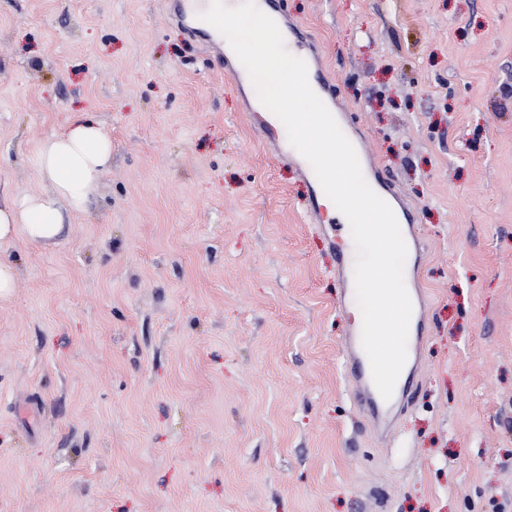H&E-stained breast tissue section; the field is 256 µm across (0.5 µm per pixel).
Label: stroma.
I'll return each instance as SVG.
<instances>
[{
	"instance_id": "obj_1",
	"label": "stroma",
	"mask_w": 512,
	"mask_h": 512,
	"mask_svg": "<svg viewBox=\"0 0 512 512\" xmlns=\"http://www.w3.org/2000/svg\"><path fill=\"white\" fill-rule=\"evenodd\" d=\"M415 212L426 336L385 439L355 405L304 157L168 0H0V202L73 113L112 166L0 244V512H512V0H288Z\"/></svg>"
}]
</instances>
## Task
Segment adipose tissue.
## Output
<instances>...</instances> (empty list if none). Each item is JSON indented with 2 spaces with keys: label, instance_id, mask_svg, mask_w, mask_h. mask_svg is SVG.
Masks as SVG:
<instances>
[{
  "label": "adipose tissue",
  "instance_id": "adipose-tissue-1",
  "mask_svg": "<svg viewBox=\"0 0 512 512\" xmlns=\"http://www.w3.org/2000/svg\"><path fill=\"white\" fill-rule=\"evenodd\" d=\"M111 164L108 133L85 114H75L64 131L39 149L38 172L51 182L52 192L1 205L0 242L19 234L33 243L59 239L69 214L86 208Z\"/></svg>",
  "mask_w": 512,
  "mask_h": 512
}]
</instances>
